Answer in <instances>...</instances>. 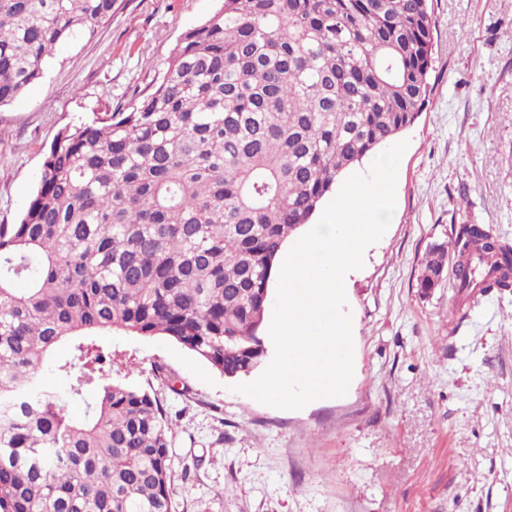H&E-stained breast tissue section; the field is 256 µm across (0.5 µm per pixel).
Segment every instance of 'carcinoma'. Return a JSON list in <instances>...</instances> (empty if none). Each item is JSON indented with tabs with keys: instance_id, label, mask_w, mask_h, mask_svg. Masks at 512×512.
Wrapping results in <instances>:
<instances>
[{
	"instance_id": "cac0c4a2",
	"label": "carcinoma",
	"mask_w": 512,
	"mask_h": 512,
	"mask_svg": "<svg viewBox=\"0 0 512 512\" xmlns=\"http://www.w3.org/2000/svg\"><path fill=\"white\" fill-rule=\"evenodd\" d=\"M116 2L0 0V106ZM434 28L429 0H220L152 91L57 133L20 221L0 224V512H172L163 407L113 376L103 337L257 371L276 257L347 169L416 122ZM450 249L460 291L512 288V245L462 224L424 256L422 294Z\"/></svg>"
}]
</instances>
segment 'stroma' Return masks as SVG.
I'll use <instances>...</instances> for the list:
<instances>
[{
	"instance_id": "stroma-1",
	"label": "stroma",
	"mask_w": 512,
	"mask_h": 512,
	"mask_svg": "<svg viewBox=\"0 0 512 512\" xmlns=\"http://www.w3.org/2000/svg\"><path fill=\"white\" fill-rule=\"evenodd\" d=\"M216 0H118L0 107V224L17 223L46 146L151 89ZM431 94L398 167L396 208L345 285L353 377L298 410L234 392L170 341L111 336L114 374L152 388L171 428L173 512H512V290L429 295L430 244L460 224L512 243V0H434ZM180 380L179 394L153 370Z\"/></svg>"
}]
</instances>
